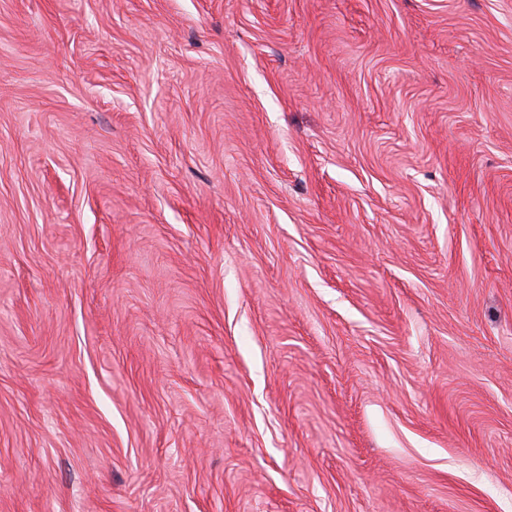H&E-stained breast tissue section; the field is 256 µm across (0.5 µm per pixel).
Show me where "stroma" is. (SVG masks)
I'll list each match as a JSON object with an SVG mask.
<instances>
[{
  "instance_id": "stroma-1",
  "label": "stroma",
  "mask_w": 512,
  "mask_h": 512,
  "mask_svg": "<svg viewBox=\"0 0 512 512\" xmlns=\"http://www.w3.org/2000/svg\"><path fill=\"white\" fill-rule=\"evenodd\" d=\"M0 512H512V0H0Z\"/></svg>"
}]
</instances>
